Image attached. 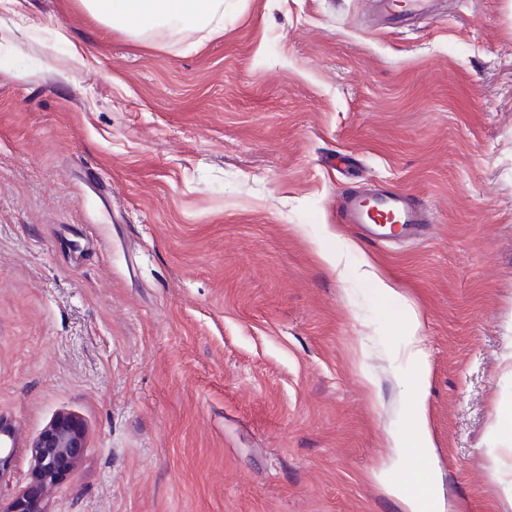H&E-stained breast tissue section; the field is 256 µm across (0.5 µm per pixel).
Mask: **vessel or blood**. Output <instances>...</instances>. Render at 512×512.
<instances>
[{"mask_svg":"<svg viewBox=\"0 0 512 512\" xmlns=\"http://www.w3.org/2000/svg\"><path fill=\"white\" fill-rule=\"evenodd\" d=\"M339 214L373 240H393L421 233L430 212L416 197L402 192H350L343 196Z\"/></svg>","mask_w":512,"mask_h":512,"instance_id":"b4317fda","label":"vessel or blood"}]
</instances>
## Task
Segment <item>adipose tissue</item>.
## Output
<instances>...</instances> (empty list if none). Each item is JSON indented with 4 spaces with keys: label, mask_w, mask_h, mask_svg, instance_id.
<instances>
[{
    "label": "adipose tissue",
    "mask_w": 512,
    "mask_h": 512,
    "mask_svg": "<svg viewBox=\"0 0 512 512\" xmlns=\"http://www.w3.org/2000/svg\"><path fill=\"white\" fill-rule=\"evenodd\" d=\"M96 20L117 25L133 35H142L162 26L179 30L195 29L217 34L224 29V0H81ZM422 321L418 313L409 317L408 358L418 370V384L412 394L411 421L415 436L405 446L415 453L421 467L433 463V442L425 409V387L429 374L422 347Z\"/></svg>",
    "instance_id": "adipose-tissue-1"
}]
</instances>
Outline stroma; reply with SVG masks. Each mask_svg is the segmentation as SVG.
Instances as JSON below:
<instances>
[{
    "mask_svg": "<svg viewBox=\"0 0 512 512\" xmlns=\"http://www.w3.org/2000/svg\"><path fill=\"white\" fill-rule=\"evenodd\" d=\"M23 2L29 31L0 24V512L61 414L84 448L48 512H401L375 474L412 466L392 445L412 311L419 481L450 512H512V0L403 22L224 0L222 34L137 39L79 0ZM372 188L433 223L364 239L338 204ZM422 328V321L417 312L409 317V350L408 358L418 370V384L413 389L411 421L415 436L412 442L395 446L405 448L407 452L416 455V464L427 470L433 465V442L429 430L428 419L425 409V387L429 374L427 355L422 347V339L419 333ZM14 437V426L0 418V478L6 476L10 469Z\"/></svg>",
    "mask_w": 512,
    "mask_h": 512,
    "instance_id": "obj_1",
    "label": "stroma"
}]
</instances>
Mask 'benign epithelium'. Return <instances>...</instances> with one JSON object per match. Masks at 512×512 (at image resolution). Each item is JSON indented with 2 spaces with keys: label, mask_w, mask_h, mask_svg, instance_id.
I'll return each mask as SVG.
<instances>
[{
  "label": "benign epithelium",
  "mask_w": 512,
  "mask_h": 512,
  "mask_svg": "<svg viewBox=\"0 0 512 512\" xmlns=\"http://www.w3.org/2000/svg\"><path fill=\"white\" fill-rule=\"evenodd\" d=\"M83 435L81 423L70 415L56 417L43 430L32 445V483L10 503L7 512H45V497L79 458ZM14 437V426L0 418V478L10 469Z\"/></svg>",
  "instance_id": "1"
}]
</instances>
